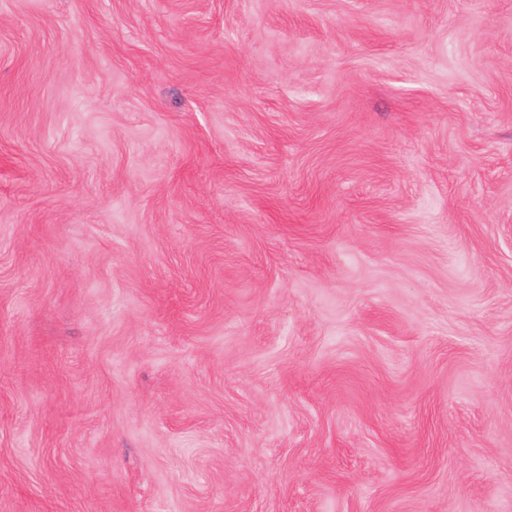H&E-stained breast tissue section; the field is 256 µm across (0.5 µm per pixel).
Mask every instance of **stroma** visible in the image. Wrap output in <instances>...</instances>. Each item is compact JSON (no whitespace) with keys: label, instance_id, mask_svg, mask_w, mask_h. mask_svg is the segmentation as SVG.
I'll use <instances>...</instances> for the list:
<instances>
[{"label":"stroma","instance_id":"obj_1","mask_svg":"<svg viewBox=\"0 0 512 512\" xmlns=\"http://www.w3.org/2000/svg\"><path fill=\"white\" fill-rule=\"evenodd\" d=\"M0 512H512V0H0Z\"/></svg>","mask_w":512,"mask_h":512}]
</instances>
